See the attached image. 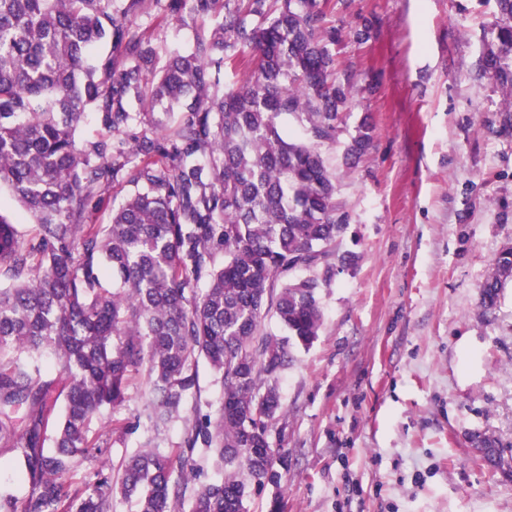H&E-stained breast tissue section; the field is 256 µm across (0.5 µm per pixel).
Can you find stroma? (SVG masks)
Masks as SVG:
<instances>
[{"label": "stroma", "instance_id": "1", "mask_svg": "<svg viewBox=\"0 0 512 512\" xmlns=\"http://www.w3.org/2000/svg\"><path fill=\"white\" fill-rule=\"evenodd\" d=\"M335 46L355 86L345 123L370 116L374 146L336 170L355 253L322 292L318 339L279 379L271 431L288 480L247 512H512V479L478 465L472 433L512 456V283L495 315L479 285L512 243V127L479 59L495 0H332ZM369 26L367 42L355 33ZM165 444L195 411L215 412L207 366Z\"/></svg>", "mask_w": 512, "mask_h": 512}]
</instances>
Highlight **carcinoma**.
Here are the masks:
<instances>
[{"label":"carcinoma","instance_id":"obj_1","mask_svg":"<svg viewBox=\"0 0 512 512\" xmlns=\"http://www.w3.org/2000/svg\"><path fill=\"white\" fill-rule=\"evenodd\" d=\"M141 2L0 0V188L36 224L27 240L0 209V446L26 483L21 495L0 492V512H114L118 497L138 512H246L254 489L288 474L271 443L279 377L292 349L317 340L322 290L354 261L336 251L352 216L320 151L346 132L354 92L336 69L329 0H154L158 23L187 15L196 29L161 66L151 27L129 23ZM496 4L480 67L512 112V0ZM104 44L121 66L110 55L87 63ZM242 64L250 76L218 90L221 71ZM89 111L101 133L82 141ZM373 142L360 122L342 165ZM120 182L126 200L96 223ZM320 251L326 268L290 275ZM508 281L512 246L479 285L483 312ZM268 316L286 336L266 329ZM48 361L58 377L46 376ZM202 362L221 388L216 416H196L181 444L163 448L160 431L199 391ZM141 373L153 435L114 474L90 423L109 418L119 441L136 430L112 417ZM472 444L497 455L477 461L512 476L495 440ZM198 451L217 463L205 482Z\"/></svg>","mask_w":512,"mask_h":512}]
</instances>
